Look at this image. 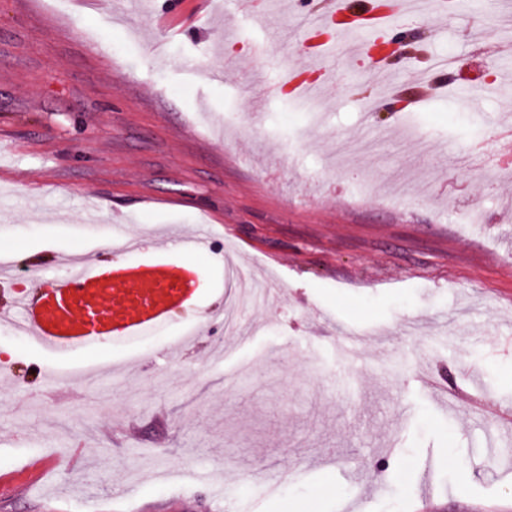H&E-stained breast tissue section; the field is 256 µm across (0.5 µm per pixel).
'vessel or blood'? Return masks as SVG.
Here are the masks:
<instances>
[{
    "label": "vessel or blood",
    "instance_id": "obj_1",
    "mask_svg": "<svg viewBox=\"0 0 512 512\" xmlns=\"http://www.w3.org/2000/svg\"><path fill=\"white\" fill-rule=\"evenodd\" d=\"M207 235L174 232L156 243L154 257L134 263H100L69 253L61 262L60 284H45L39 295H16L0 302V324L14 328L54 357L132 343L164 327L175 310L195 303L197 268L187 256L207 250ZM102 365L46 371L58 387H82Z\"/></svg>",
    "mask_w": 512,
    "mask_h": 512
}]
</instances>
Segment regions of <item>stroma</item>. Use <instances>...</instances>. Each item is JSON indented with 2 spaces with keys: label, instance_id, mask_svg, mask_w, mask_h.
<instances>
[{
  "label": "stroma",
  "instance_id": "obj_1",
  "mask_svg": "<svg viewBox=\"0 0 512 512\" xmlns=\"http://www.w3.org/2000/svg\"><path fill=\"white\" fill-rule=\"evenodd\" d=\"M320 3L247 19L232 0H0L15 284L61 282L59 252L133 261L114 224L211 236L198 308L70 357L138 368L50 390L51 355L0 327V512H512V445L477 452L512 422V176L467 158L472 140L502 146L512 24L497 0L400 14L394 32L426 35L414 59L379 81L344 63L315 110L268 101L280 65L326 64L301 32ZM395 94L399 112L361 102ZM230 264L276 297L240 335L215 321L169 351ZM274 466L304 474L272 489Z\"/></svg>",
  "mask_w": 512,
  "mask_h": 512
}]
</instances>
